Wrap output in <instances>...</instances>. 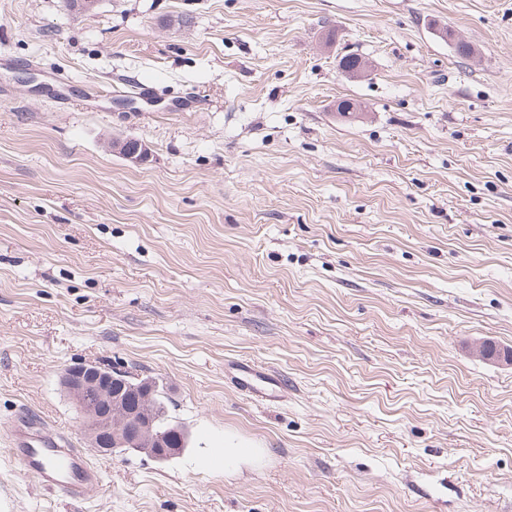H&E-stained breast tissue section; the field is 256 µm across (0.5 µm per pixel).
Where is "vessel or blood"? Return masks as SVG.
<instances>
[{"label":"vessel or blood","mask_w":512,"mask_h":512,"mask_svg":"<svg viewBox=\"0 0 512 512\" xmlns=\"http://www.w3.org/2000/svg\"><path fill=\"white\" fill-rule=\"evenodd\" d=\"M236 369L241 381L257 392L287 385L284 378L259 371L248 362L238 363ZM11 445L13 458L40 487L80 500L100 482L99 472L89 466L84 455L52 432L19 426L11 434Z\"/></svg>","instance_id":"b4317fda"}]
</instances>
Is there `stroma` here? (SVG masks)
Instances as JSON below:
<instances>
[{
  "instance_id": "35a3bbf8",
  "label": "stroma",
  "mask_w": 512,
  "mask_h": 512,
  "mask_svg": "<svg viewBox=\"0 0 512 512\" xmlns=\"http://www.w3.org/2000/svg\"><path fill=\"white\" fill-rule=\"evenodd\" d=\"M483 342L512 349V0H0V512H512ZM78 361L162 383L187 448L98 454ZM23 419L99 485L27 478ZM233 369L240 374V377H236L237 379L247 384L251 390L262 393L267 397L273 396L276 388L285 389L287 386V382L283 377H274L259 371L250 362H239ZM265 385H271L270 390H268L270 393L268 394L262 392L265 391Z\"/></svg>"
}]
</instances>
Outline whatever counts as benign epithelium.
Segmentation results:
<instances>
[{"label": "benign epithelium", "mask_w": 512, "mask_h": 512, "mask_svg": "<svg viewBox=\"0 0 512 512\" xmlns=\"http://www.w3.org/2000/svg\"><path fill=\"white\" fill-rule=\"evenodd\" d=\"M110 148L136 160L144 155L141 142L118 140ZM61 384L83 417V430L90 447L102 455H112L120 448L143 453L164 462L182 452L188 434L173 428L155 429L152 393L160 387L153 379H137L117 369H100L93 364L76 362L64 369ZM127 387L143 394L141 404L127 405L117 387Z\"/></svg>", "instance_id": "benign-epithelium-1"}]
</instances>
